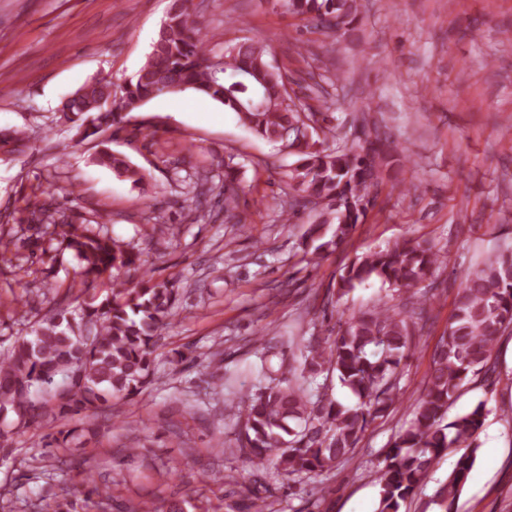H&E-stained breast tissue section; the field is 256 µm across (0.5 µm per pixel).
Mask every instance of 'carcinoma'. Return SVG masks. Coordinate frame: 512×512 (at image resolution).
<instances>
[{"instance_id":"cac0c4a2","label":"carcinoma","mask_w":512,"mask_h":512,"mask_svg":"<svg viewBox=\"0 0 512 512\" xmlns=\"http://www.w3.org/2000/svg\"><path fill=\"white\" fill-rule=\"evenodd\" d=\"M284 12L306 26L331 29L342 37L355 29L358 0H277ZM268 44L245 37L217 57L203 38L190 8L175 6L163 21L145 64L120 91L93 79L65 98L61 118L78 141L124 123L129 113L152 99L193 91L238 115L254 134L276 141L302 119L329 124L332 113L312 111L287 92L288 74L267 63ZM28 147L25 132L0 130V152ZM287 147L298 159L288 173L292 194L284 221L301 208L318 211L308 237L314 254L336 250L374 205L382 167L389 164L388 138L378 126L364 130L351 148L293 138ZM97 165L133 185L144 175L121 154L104 150ZM210 177L196 174L193 200L203 217L209 208ZM236 169L224 163V223L240 224ZM41 237L78 262L82 288L72 301L36 313L24 336L0 354V439L45 428L57 429L46 448H68L96 436L94 419L140 395L154 381L161 331L179 301L176 283H156L143 269L141 252L109 235L105 225L71 224L47 204L32 213ZM443 263L426 240L403 239L351 262L340 275L345 295L371 279L398 292L394 304L351 312L331 339L311 335L298 343L299 355L274 367L259 353L265 384L237 404L242 423L239 448L253 461L274 465L288 475L329 471L357 447L368 428L398 403L401 363L423 335L429 320L425 303L408 293L430 280ZM141 271L136 281L120 277ZM512 331V254L487 257L466 275L448 327L435 346L422 397L409 426L399 433L377 464L378 512L401 507L450 448H465L435 498L442 512L455 505L479 448L485 406L445 421L450 405L471 376L492 375V355L503 334ZM336 379L356 401L332 395ZM81 429H64L74 418Z\"/></svg>"}]
</instances>
